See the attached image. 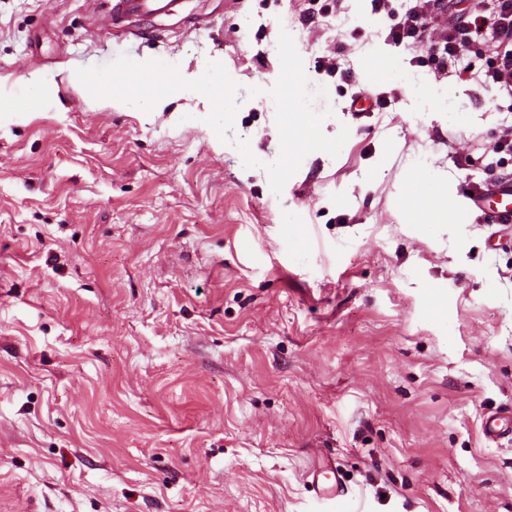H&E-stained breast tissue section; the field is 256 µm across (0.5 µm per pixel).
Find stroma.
<instances>
[{
  "mask_svg": "<svg viewBox=\"0 0 512 512\" xmlns=\"http://www.w3.org/2000/svg\"><path fill=\"white\" fill-rule=\"evenodd\" d=\"M405 7L0 0V512H328L325 463L352 512H512V226L464 200L512 179V100L481 43L460 76L389 41ZM147 56L223 84L221 131L91 103ZM424 166L452 223L407 205ZM175 0H113L110 12L104 19H112L114 24L128 16L149 17L166 8ZM294 109L295 112L289 113V115H293L292 121L290 122L288 117V125L284 126L281 131L288 150L296 145L295 133L299 135V142L303 145L306 141L305 134L312 128V120L309 112H305V109L300 104H297ZM481 429L484 438L492 443L512 436V416L508 410H502L483 416Z\"/></svg>",
  "mask_w": 512,
  "mask_h": 512,
  "instance_id": "obj_1",
  "label": "stroma"
}]
</instances>
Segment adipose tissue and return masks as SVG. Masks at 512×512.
<instances>
[{"label":"adipose tissue","mask_w":512,"mask_h":512,"mask_svg":"<svg viewBox=\"0 0 512 512\" xmlns=\"http://www.w3.org/2000/svg\"><path fill=\"white\" fill-rule=\"evenodd\" d=\"M136 79L101 83L94 89L99 102L118 108L136 106L147 112L159 110L164 96L184 89L199 87L195 74L182 73L177 80H169V67L158 57H148L136 68ZM418 185L414 209L420 223L444 224L448 221V207L443 204V193L431 169L424 168L415 174Z\"/></svg>","instance_id":"obj_1"}]
</instances>
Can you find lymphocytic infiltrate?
<instances>
[{"instance_id": "1", "label": "lymphocytic infiltrate", "mask_w": 512, "mask_h": 512, "mask_svg": "<svg viewBox=\"0 0 512 512\" xmlns=\"http://www.w3.org/2000/svg\"><path fill=\"white\" fill-rule=\"evenodd\" d=\"M430 0H415L388 33L393 43L412 38L424 43L441 63L452 64L458 74L469 72L468 47L484 42L489 56L486 83L512 95V0H471L462 16L441 20L429 10Z\"/></svg>"}]
</instances>
